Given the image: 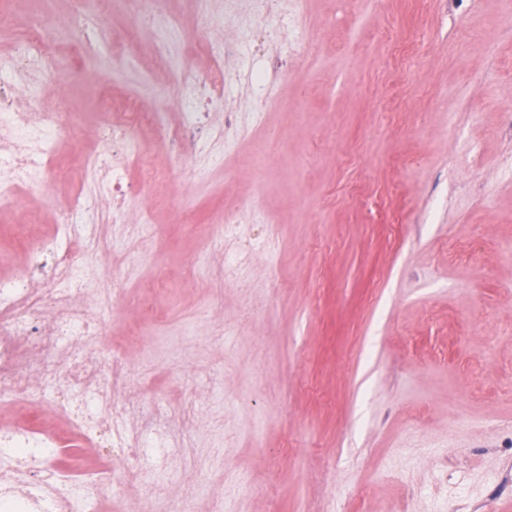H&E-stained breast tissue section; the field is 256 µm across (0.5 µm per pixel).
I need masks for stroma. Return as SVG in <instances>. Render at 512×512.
Segmentation results:
<instances>
[{
    "instance_id": "35a3bbf8",
    "label": "stroma",
    "mask_w": 512,
    "mask_h": 512,
    "mask_svg": "<svg viewBox=\"0 0 512 512\" xmlns=\"http://www.w3.org/2000/svg\"><path fill=\"white\" fill-rule=\"evenodd\" d=\"M195 45L224 43L238 143L220 164L185 138L144 135L122 223L99 232L126 256L93 257L118 278L100 340L129 364V428L166 434L174 455L136 449L128 481L98 512H166L202 487L199 512H500L512 501V0H210L221 31L170 0ZM92 52L67 47L59 77L15 109L86 119L53 166L67 178L30 197L34 236L92 190L77 153L98 147L102 94L172 111L154 48L111 9ZM272 73L256 90L252 72ZM267 99L255 122L258 99ZM167 173L149 192L142 168ZM260 187L257 210L240 198ZM234 227L222 235L223 213ZM154 229L141 235L144 216ZM0 201V278L26 261ZM238 263L225 268V255ZM152 308L160 327L131 346ZM466 416V425L453 421Z\"/></svg>"
}]
</instances>
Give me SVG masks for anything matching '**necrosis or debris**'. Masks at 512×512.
Masks as SVG:
<instances>
[{"label": "necrosis or debris", "instance_id": "necrosis-or-debris-1", "mask_svg": "<svg viewBox=\"0 0 512 512\" xmlns=\"http://www.w3.org/2000/svg\"><path fill=\"white\" fill-rule=\"evenodd\" d=\"M117 2L125 13L144 22V29L134 31L133 36L156 47L171 80L169 89L180 98L183 109L144 112L130 101L123 111L116 112L111 96L103 95L100 109L105 126L100 146L82 159L83 168L97 180L96 190L59 209L57 238L26 242V267L11 278L0 279V402L32 405L47 386L53 391L57 409L65 411L72 402H79L77 419L90 432H97L99 416L113 418L123 412L126 364L112 355L102 364L92 362L97 346L90 341L94 330L89 310L73 289L88 273L73 247L87 240L89 227L99 223L100 199L124 196L126 171L140 161L139 132L143 127L155 128L160 141L178 139L201 105L224 112L226 124L234 122L208 71L191 67L193 52L182 38V18L167 9V0ZM92 23L90 16L76 14L64 27L55 28L46 11L34 9L30 38L17 55L27 62H39L45 78L57 76L67 69L56 57L59 40L82 39ZM17 86L15 78L0 77V197H45L59 176L48 162L50 152L66 143L71 124L64 112H41L35 118L22 119L13 110ZM115 142L123 144V155L111 154ZM53 431V425L37 414L12 426H0V460L30 474L24 488L0 482V512H80V499L55 470L59 450ZM97 434L99 448L114 464L92 471L86 482L93 487L119 485L126 475L124 447L113 442L111 433Z\"/></svg>", "mask_w": 512, "mask_h": 512}]
</instances>
